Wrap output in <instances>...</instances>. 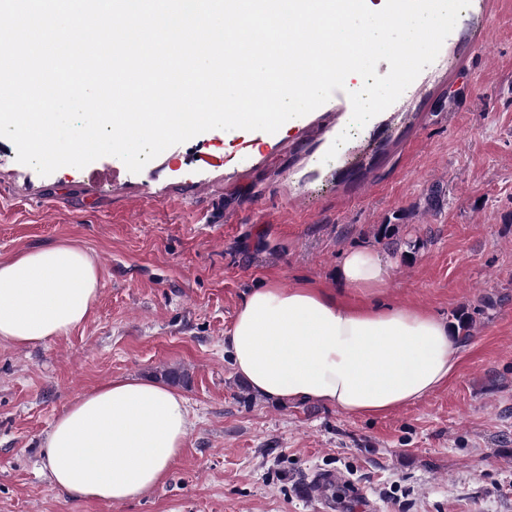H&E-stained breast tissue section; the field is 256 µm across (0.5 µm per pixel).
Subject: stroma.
Segmentation results:
<instances>
[{"mask_svg":"<svg viewBox=\"0 0 512 512\" xmlns=\"http://www.w3.org/2000/svg\"><path fill=\"white\" fill-rule=\"evenodd\" d=\"M463 16L486 48L454 65L440 51L329 162L351 120L332 102L272 134L203 132L137 174L105 156L43 176L0 137V260L72 242L101 282L68 335L0 343V512H512V0H471ZM360 247L390 264L378 300L469 313L456 373L379 416L257 395L226 345L248 292L341 290ZM165 368L184 372L173 388L191 410L166 483L121 504L55 489L42 456L54 418Z\"/></svg>","mask_w":512,"mask_h":512,"instance_id":"stroma-1","label":"stroma"}]
</instances>
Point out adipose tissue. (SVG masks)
Wrapping results in <instances>:
<instances>
[{"mask_svg": "<svg viewBox=\"0 0 512 512\" xmlns=\"http://www.w3.org/2000/svg\"><path fill=\"white\" fill-rule=\"evenodd\" d=\"M389 267L374 251L342 261L347 296L305 286L255 288L226 338L236 372L257 393L385 415L432 393L455 373L459 348L428 312L368 302ZM100 291L93 256L58 243L0 261V343L21 347L68 335ZM186 398L118 378L72 402L44 442L52 484L75 499L122 503L163 485L189 433Z\"/></svg>", "mask_w": 512, "mask_h": 512, "instance_id": "ef3b65f1", "label": "adipose tissue"}]
</instances>
